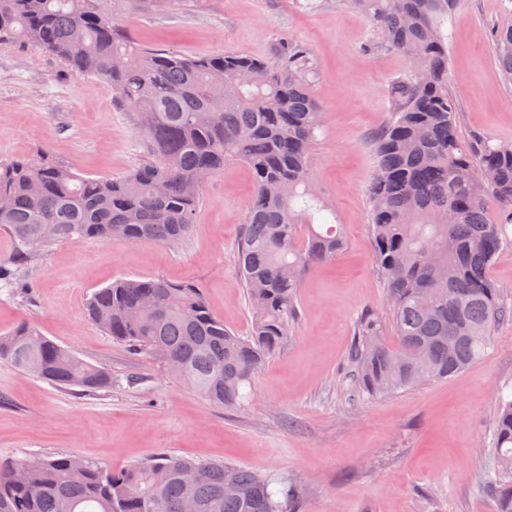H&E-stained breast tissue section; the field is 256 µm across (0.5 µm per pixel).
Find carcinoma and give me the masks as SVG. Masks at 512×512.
<instances>
[{"label": "carcinoma", "instance_id": "carcinoma-1", "mask_svg": "<svg viewBox=\"0 0 512 512\" xmlns=\"http://www.w3.org/2000/svg\"><path fill=\"white\" fill-rule=\"evenodd\" d=\"M377 25L382 43L407 60L393 87L391 121L372 136L371 248L387 295L385 321L366 311L349 364L373 398L446 379L482 358L496 329L512 322L489 269L512 224V142L479 148L457 132L443 27L459 0H345ZM156 0H0V44H33L76 76H94L137 112L149 159L119 177H82L40 156L0 159V228L12 252L0 283L21 288L16 271L40 250L73 238L175 245L192 229L202 177L229 162L254 182L236 263L253 315L243 338L224 326L202 289L160 277L118 280L94 292L89 319L217 407H234L287 338L303 274L346 245L336 211L310 174L324 112L307 76L308 52L285 42L275 62L234 53L185 57L142 46L118 23L150 14ZM492 49L512 86V27ZM501 205L489 218L486 194ZM154 299L149 311L144 300ZM0 361L63 389L92 393L112 376L45 337L27 319L0 334ZM200 470L182 483L178 471ZM495 512H512V397H499L491 467L482 475ZM296 487L224 462L159 454L113 471L75 454L0 459V512H294Z\"/></svg>", "mask_w": 512, "mask_h": 512}]
</instances>
